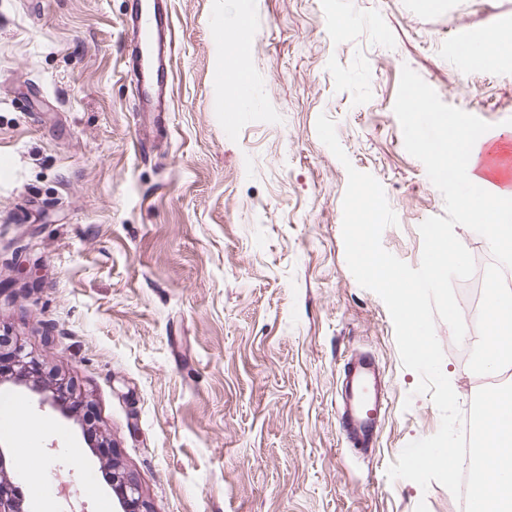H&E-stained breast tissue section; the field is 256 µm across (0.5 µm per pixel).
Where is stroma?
I'll return each instance as SVG.
<instances>
[{
    "mask_svg": "<svg viewBox=\"0 0 512 512\" xmlns=\"http://www.w3.org/2000/svg\"><path fill=\"white\" fill-rule=\"evenodd\" d=\"M129 2L0 0V330L94 408L90 436L82 413L26 397L54 512L115 502L96 435L150 512H455L443 485L387 474L440 413L347 266L342 203L347 166L373 175L398 218L383 247L419 266V226L445 202L404 147L401 70L512 133V53L477 67L456 40L512 23V0H168L160 113L137 111L122 70ZM242 20L250 42L221 43ZM239 77L251 96L227 95ZM322 113L349 165L319 140ZM435 332L470 411L480 386ZM357 353L387 399L365 455L336 413Z\"/></svg>",
    "mask_w": 512,
    "mask_h": 512,
    "instance_id": "35a3bbf8",
    "label": "stroma"
}]
</instances>
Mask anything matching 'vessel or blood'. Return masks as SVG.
<instances>
[{"label": "vessel or blood", "instance_id": "1", "mask_svg": "<svg viewBox=\"0 0 512 512\" xmlns=\"http://www.w3.org/2000/svg\"><path fill=\"white\" fill-rule=\"evenodd\" d=\"M125 25L139 36V44L125 57L124 69L135 74L139 109H168L166 77L172 64V27L165 0H134ZM345 388L338 414L348 447H373L383 410L371 356L348 358L344 363Z\"/></svg>", "mask_w": 512, "mask_h": 512}]
</instances>
